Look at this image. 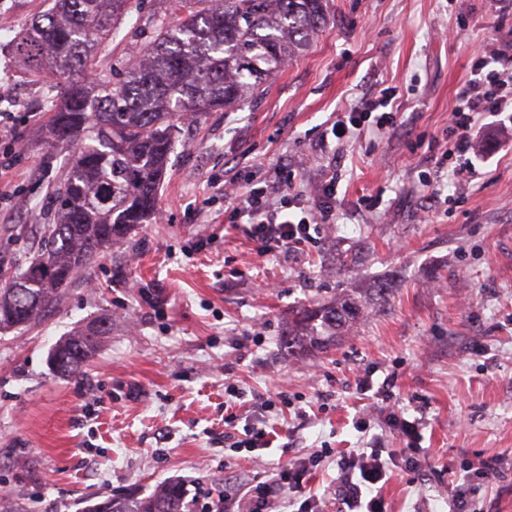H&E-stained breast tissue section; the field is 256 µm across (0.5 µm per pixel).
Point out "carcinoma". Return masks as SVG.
Listing matches in <instances>:
<instances>
[{"label": "carcinoma", "instance_id": "cac0c4a2", "mask_svg": "<svg viewBox=\"0 0 512 512\" xmlns=\"http://www.w3.org/2000/svg\"><path fill=\"white\" fill-rule=\"evenodd\" d=\"M128 0H53L14 40L13 51L34 75L57 71L51 130L62 143L81 142L58 193L57 223L44 225L47 257L36 284L0 288V330L42 316L62 290L134 224L155 214L178 125L214 109L239 104L285 60L298 56L325 24L328 0H159L180 15L138 48L151 64L126 62L122 79L90 91L78 78L92 52L127 16ZM351 298L293 314L288 347L298 337L321 345L359 317ZM110 329L97 337L76 330L53 354L76 373ZM88 512H195L182 485L172 481L150 497H107Z\"/></svg>", "mask_w": 512, "mask_h": 512}]
</instances>
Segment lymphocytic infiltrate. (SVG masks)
<instances>
[{"label":"lymphocytic infiltrate","instance_id":"f902f5d3","mask_svg":"<svg viewBox=\"0 0 512 512\" xmlns=\"http://www.w3.org/2000/svg\"><path fill=\"white\" fill-rule=\"evenodd\" d=\"M502 52H482L472 65V78L459 93L449 118L453 136L435 162L448 168L456 182H464L476 171L472 135L486 118H493L500 129L512 128V66L500 64ZM391 94L341 113L331 135L352 138L360 135L366 122L387 130L398 123ZM339 181L329 175L314 189L315 205L307 206L295 193L291 179L273 175L262 168L247 166L224 188L228 221L242 225L253 242L257 256L301 253L319 241L325 225L336 221V193ZM236 414L224 419V444L236 451L255 452L271 448L275 436L263 422L237 425ZM340 493L351 512H388L380 484L386 478V462L381 453L352 449L343 452ZM321 454H311L282 465L272 481L259 482L241 492L235 500L237 512H273L280 499L304 489L308 475L323 462Z\"/></svg>","mask_w":512,"mask_h":512}]
</instances>
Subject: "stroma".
Here are the masks:
<instances>
[{
    "instance_id": "35a3bbf8",
    "label": "stroma",
    "mask_w": 512,
    "mask_h": 512,
    "mask_svg": "<svg viewBox=\"0 0 512 512\" xmlns=\"http://www.w3.org/2000/svg\"><path fill=\"white\" fill-rule=\"evenodd\" d=\"M132 19L88 63L91 82H118L132 48L153 41L158 0H130ZM46 0H0V281L25 268L73 146L47 135L48 77L29 75L12 42ZM329 22L288 68L244 103L181 125L158 209L66 288L35 325L0 332V501L13 512H86L105 497L149 496L180 480L197 497L275 478L282 463L329 449L308 487L319 512H348L335 496L345 448H379L392 470L393 512H446L468 485L470 512H512V131L483 127L466 193L433 169L431 139L448 117L478 51L512 42V0H330ZM395 89L397 130L365 133L337 155L320 140L337 112ZM336 222L306 252L256 259L224 221L219 188L246 165L281 170L312 190L328 165ZM385 287L378 296L377 287ZM352 297L362 316L324 349L288 351L291 313ZM112 321L76 377L51 368L76 328ZM398 381L392 400L421 419L420 471L377 402L356 385ZM247 394L285 391L260 457L224 445L227 384ZM311 405L295 417L293 404ZM498 460L488 478L476 458Z\"/></svg>"
}]
</instances>
